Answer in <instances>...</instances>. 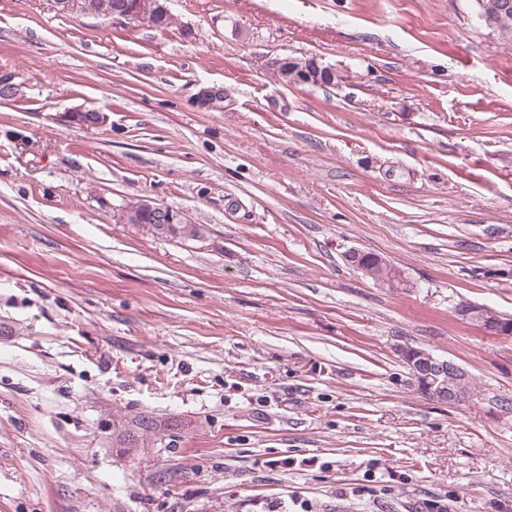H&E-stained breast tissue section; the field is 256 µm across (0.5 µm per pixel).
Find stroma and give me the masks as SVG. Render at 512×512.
Segmentation results:
<instances>
[{"mask_svg":"<svg viewBox=\"0 0 512 512\" xmlns=\"http://www.w3.org/2000/svg\"><path fill=\"white\" fill-rule=\"evenodd\" d=\"M167 6L0 0V512H512V336L455 313L512 316V42L474 0ZM142 197L203 238L126 223ZM400 345L464 400L412 390ZM119 411L181 428L134 460ZM112 1L115 3V6H112V11L109 13V16L114 18H125L129 19L133 15H135L138 18L144 19V20H150L151 22H146L148 24H151L152 26H155L157 28H165L168 25L171 24V15L169 13V10H160L158 11L152 18V10L155 6V2L151 0H138L134 4L127 5H116L117 3L125 2L124 0H107ZM129 20H135L139 22H145L136 18H130ZM271 66L278 73H282L289 82L322 84L330 75H335L330 67H321L317 63L314 65L299 64L297 61L288 57L275 59ZM364 253L365 255L360 259V263L365 264L372 275L363 274L374 284L388 288H407V280L396 266L379 254L365 251ZM407 356L409 358H407V360L410 362V364L417 360L415 369L424 373L429 378H433L435 380L433 387L440 381L441 378L445 379V382L440 384L436 390H434L431 400L445 404H456L461 401L462 397L459 393L448 390L446 382L447 378L448 385L457 389L462 394V396H465V393L469 387L467 376L454 374L448 375V370L461 371V368H459L456 364L447 359L436 357L427 353H421L419 355L412 353L407 354Z\"/></svg>","mask_w":512,"mask_h":512,"instance_id":"stroma-1","label":"stroma"}]
</instances>
